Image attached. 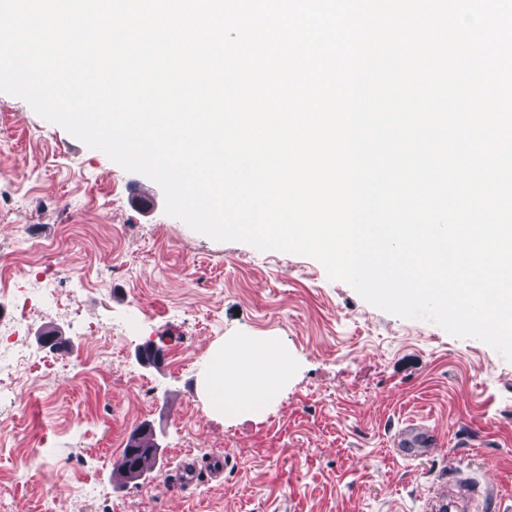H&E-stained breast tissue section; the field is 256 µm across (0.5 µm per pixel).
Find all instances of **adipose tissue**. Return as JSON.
<instances>
[{"instance_id":"1","label":"adipose tissue","mask_w":512,"mask_h":512,"mask_svg":"<svg viewBox=\"0 0 512 512\" xmlns=\"http://www.w3.org/2000/svg\"><path fill=\"white\" fill-rule=\"evenodd\" d=\"M288 377V363L272 344L242 341L211 361L206 390L214 409L252 413L276 399Z\"/></svg>"}]
</instances>
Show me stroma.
Returning <instances> with one entry per match:
<instances>
[{"label":"stroma","mask_w":512,"mask_h":512,"mask_svg":"<svg viewBox=\"0 0 512 512\" xmlns=\"http://www.w3.org/2000/svg\"><path fill=\"white\" fill-rule=\"evenodd\" d=\"M143 180L0 93V253L18 255L0 337L37 356L0 392L9 512H429L458 471L489 489L484 512H512V361L380 310L313 258L197 233L161 188L134 195ZM244 339L277 340L288 380L222 416L204 381ZM149 341L159 364L139 358ZM409 421L438 436L413 460L393 449ZM143 426L154 465L118 480ZM185 453L223 457L222 481L173 487Z\"/></svg>","instance_id":"35a3bbf8"}]
</instances>
